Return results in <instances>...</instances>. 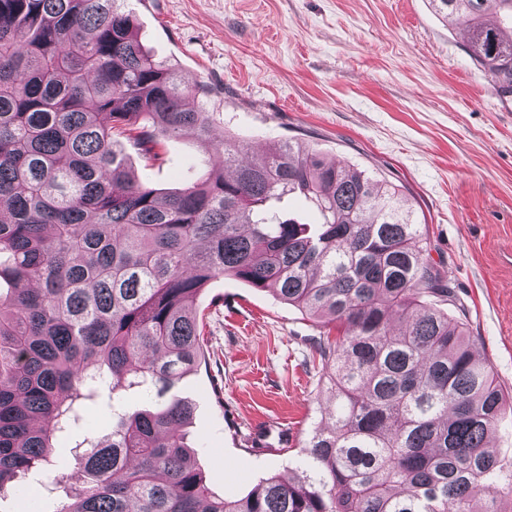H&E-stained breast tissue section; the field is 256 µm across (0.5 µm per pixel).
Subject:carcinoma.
Instances as JSON below:
<instances>
[{
  "mask_svg": "<svg viewBox=\"0 0 512 512\" xmlns=\"http://www.w3.org/2000/svg\"><path fill=\"white\" fill-rule=\"evenodd\" d=\"M125 0H0V495L47 471L55 512H512V411L475 349L427 225L402 187L297 140L255 154L226 137L194 182L134 175L164 141H212L211 89L145 50ZM512 93V0H431ZM301 196L311 226L288 213ZM270 288L320 329L327 377L309 473L245 497L211 492L185 446L192 404L171 387L206 360L194 305L214 279ZM106 387L155 389L72 458L53 442ZM494 446L502 457H512V414L509 412L500 422Z\"/></svg>",
  "mask_w": 512,
  "mask_h": 512,
  "instance_id": "obj_1",
  "label": "carcinoma"
}]
</instances>
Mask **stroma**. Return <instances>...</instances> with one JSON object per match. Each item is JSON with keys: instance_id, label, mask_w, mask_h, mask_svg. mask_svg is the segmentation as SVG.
Listing matches in <instances>:
<instances>
[{"instance_id": "stroma-1", "label": "stroma", "mask_w": 512, "mask_h": 512, "mask_svg": "<svg viewBox=\"0 0 512 512\" xmlns=\"http://www.w3.org/2000/svg\"><path fill=\"white\" fill-rule=\"evenodd\" d=\"M142 43L188 86L204 83L231 135L263 151L293 138L327 158L403 186L429 229V258L451 280L480 355L512 391V94L470 56L462 26L430 0H126ZM208 143L167 140L160 164L131 155L153 187L177 188L210 161ZM207 363L172 389L195 407L187 443L210 489L249 494L262 478L301 476L302 447L321 424L327 381L312 347L318 330L266 288L224 277L198 296ZM147 394H100L58 439L112 431L113 411ZM288 430L250 451L252 433ZM44 473L0 495V512H54Z\"/></svg>"}]
</instances>
